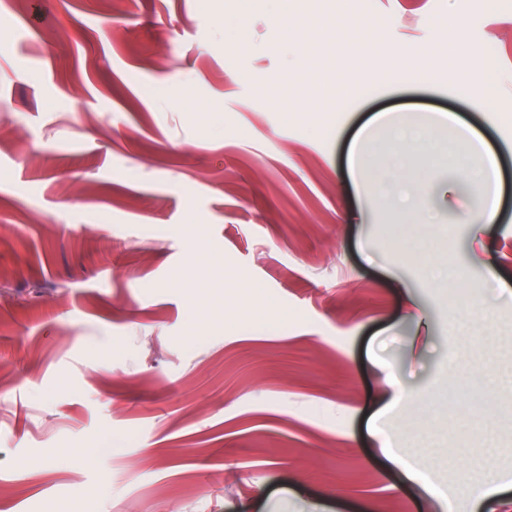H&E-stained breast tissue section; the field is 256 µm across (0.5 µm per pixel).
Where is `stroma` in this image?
Listing matches in <instances>:
<instances>
[{"label":"stroma","mask_w":512,"mask_h":512,"mask_svg":"<svg viewBox=\"0 0 512 512\" xmlns=\"http://www.w3.org/2000/svg\"><path fill=\"white\" fill-rule=\"evenodd\" d=\"M354 4L0 0V512H468L478 449L512 475V0ZM283 8L316 53L283 50ZM458 23L492 111L454 94ZM384 42L430 49V71L381 63L315 111L311 73L335 83ZM447 111L496 155L478 236L446 160L397 169L420 210L349 163L375 113ZM390 380L421 397L390 441L420 423L454 453L420 481L369 432Z\"/></svg>","instance_id":"1"}]
</instances>
